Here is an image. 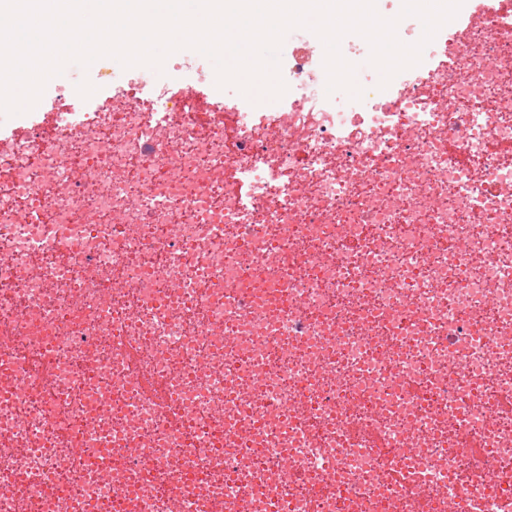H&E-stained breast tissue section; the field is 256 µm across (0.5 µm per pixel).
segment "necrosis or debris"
Returning <instances> with one entry per match:
<instances>
[{
    "instance_id": "obj_1",
    "label": "necrosis or debris",
    "mask_w": 512,
    "mask_h": 512,
    "mask_svg": "<svg viewBox=\"0 0 512 512\" xmlns=\"http://www.w3.org/2000/svg\"><path fill=\"white\" fill-rule=\"evenodd\" d=\"M285 83L0 148V512H512V0ZM340 52L343 57H346V61L356 65V82L359 88L362 90L364 83L371 79L375 82L378 88L380 84V73L372 65L368 63L371 52L364 46L363 42L358 38H342L340 43ZM390 83L388 86L381 90H389Z\"/></svg>"
}]
</instances>
